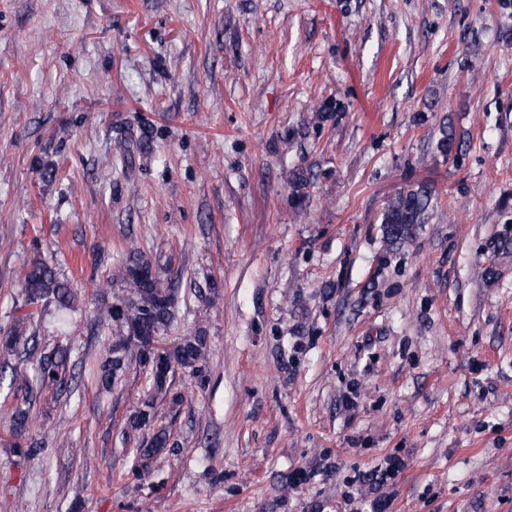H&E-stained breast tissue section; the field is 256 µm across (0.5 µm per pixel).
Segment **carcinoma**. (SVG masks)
Listing matches in <instances>:
<instances>
[{"instance_id":"cac0c4a2","label":"carcinoma","mask_w":512,"mask_h":512,"mask_svg":"<svg viewBox=\"0 0 512 512\" xmlns=\"http://www.w3.org/2000/svg\"><path fill=\"white\" fill-rule=\"evenodd\" d=\"M431 194L424 189L400 191L389 199L383 217L385 237L400 243L412 234L414 225L424 222ZM126 289L116 296L107 309L109 320L115 330L108 345V354L99 364L98 382L108 387L125 370L132 351L151 369L153 393L130 416L128 427L132 430L148 429L151 437L136 449L140 460L136 477L148 463L164 451L174 450L170 433L156 426L155 400L167 394V381L173 370L179 368L192 376L203 379L206 363V340L200 335L185 336L170 346L159 344L162 332L166 331L175 317V296L171 289L162 287L153 276L148 262L134 258L130 260L125 274ZM21 288L26 305H36L52 299L60 310H68L73 302V293L68 283L60 280L44 258H36L21 274ZM68 357L60 348L40 353L36 370L40 388L58 389L65 383ZM29 410L15 407L10 415L14 436L20 437L29 428Z\"/></svg>"}]
</instances>
